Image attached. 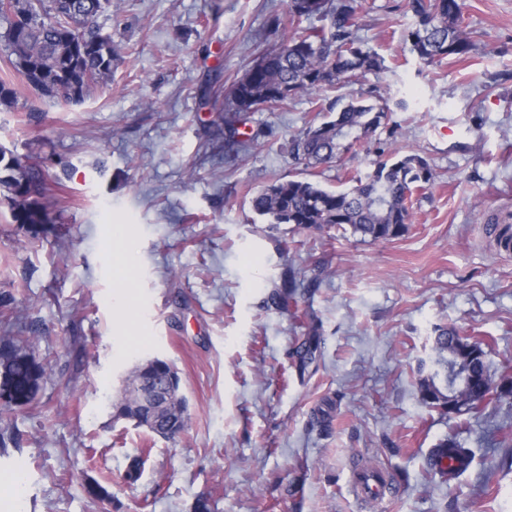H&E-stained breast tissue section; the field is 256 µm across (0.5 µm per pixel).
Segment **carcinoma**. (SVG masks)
<instances>
[{"instance_id":"cac0c4a2","label":"carcinoma","mask_w":512,"mask_h":512,"mask_svg":"<svg viewBox=\"0 0 512 512\" xmlns=\"http://www.w3.org/2000/svg\"><path fill=\"white\" fill-rule=\"evenodd\" d=\"M412 23L405 43L419 61L429 64L451 56H463L474 48L470 32L462 25V0H405ZM358 0H287L284 15L268 21V34L276 43L259 56L255 65L234 84L232 111L263 112L288 105L301 95L316 96L336 88L357 73L379 72L385 60L366 50L357 34ZM112 12V0H0V17L8 20L4 33L8 63L28 87L50 100H67L69 93L84 100L96 84L112 75L118 51L112 34L94 26L95 20ZM318 19L323 25L299 28L303 21ZM320 122L312 121L289 144L292 158L309 167H330L340 155L361 145L389 120L387 101L366 104L333 100ZM434 173L417 153L375 163L355 185L331 190L305 180L273 179L252 198L253 211L271 224H298L316 230L350 227L360 238L386 241L407 232L409 200L413 192L430 184ZM0 187L11 222L36 225L49 220L57 201L48 195L40 161L0 146ZM30 337L0 338V415L31 405L51 367L27 350ZM436 369L420 383L422 399L448 370L459 374L489 373L483 342L463 336L453 328H438L434 338ZM171 379L180 388L174 366L157 360L153 366L136 368L127 379L122 400L113 405L121 416L137 404L139 386ZM161 425L170 435L189 423L186 403L173 397ZM460 462L458 467L444 459ZM468 449L454 436L439 442L428 460L429 469L454 476L466 469Z\"/></svg>"}]
</instances>
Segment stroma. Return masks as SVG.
<instances>
[{
  "instance_id": "stroma-1",
  "label": "stroma",
  "mask_w": 512,
  "mask_h": 512,
  "mask_svg": "<svg viewBox=\"0 0 512 512\" xmlns=\"http://www.w3.org/2000/svg\"><path fill=\"white\" fill-rule=\"evenodd\" d=\"M287 0H112L97 26L119 59L79 103L16 83L0 145L40 160L58 201L27 228L0 204V337L29 336L54 367L35 402L0 418V512H512V396L464 416L429 408L435 330L483 341L493 378L512 361V0H464L476 51L421 64L404 0H360L358 36L383 72L341 96L394 103L377 131L329 168L288 154L318 115L309 97L224 130L234 82L270 48ZM407 109H397V101ZM415 152L435 181L411 197L408 231L271 224L251 208L277 179L351 187L375 160ZM300 284L272 306L288 270ZM170 362L189 425L173 439L115 419L124 380ZM456 436L468 468L433 477L427 457ZM142 461L133 484L123 474ZM400 486L353 496L355 466ZM111 501L90 497L91 482Z\"/></svg>"
}]
</instances>
